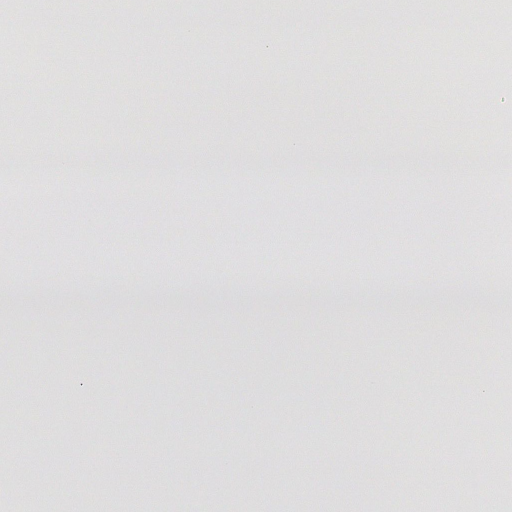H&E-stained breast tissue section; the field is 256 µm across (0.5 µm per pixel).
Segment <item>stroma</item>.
Instances as JSON below:
<instances>
[{"label": "stroma", "instance_id": "35a3bbf8", "mask_svg": "<svg viewBox=\"0 0 512 512\" xmlns=\"http://www.w3.org/2000/svg\"><path fill=\"white\" fill-rule=\"evenodd\" d=\"M18 0L0 29L33 31L0 44V75L21 92L0 110V152L34 176L32 143L48 153L129 166L168 156L174 168L142 192L121 176L87 188L55 179L57 200L0 207V245L21 244L23 269L0 280V340L20 350L19 376H41L36 400L0 389V512H57L103 481L150 512H209L269 502L290 512H420L435 479L456 488L454 512H503L512 445L488 436L447 452L449 418L474 434L496 413L487 393L512 374V322L480 309L512 300V66L448 92V53L473 62L486 38L512 26L445 0ZM109 29L100 40L97 27ZM95 64L87 81L51 62L60 48ZM262 66L246 69L244 62ZM494 160L483 175L439 178L442 161ZM334 164L357 169L331 194L282 183L277 205L247 169ZM420 168L434 178H417ZM175 236L145 240L154 217ZM276 217L289 255L251 254L246 288H224L245 224ZM358 265L354 291L326 265ZM59 273L84 298L19 279ZM430 275L446 287L400 286ZM112 281V291L99 290ZM477 281L493 283L486 295ZM464 356L478 390L457 391L448 363ZM248 389V403L239 392ZM396 414L391 430L385 415ZM168 426L152 427L153 415ZM500 458L470 484L473 452ZM389 454L392 471L378 472Z\"/></svg>", "mask_w": 512, "mask_h": 512}]
</instances>
